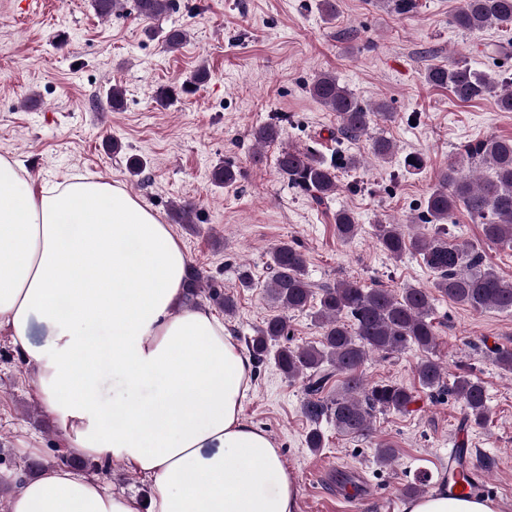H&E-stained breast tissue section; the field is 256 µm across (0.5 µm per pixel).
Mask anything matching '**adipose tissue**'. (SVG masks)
I'll return each instance as SVG.
<instances>
[{
	"mask_svg": "<svg viewBox=\"0 0 512 512\" xmlns=\"http://www.w3.org/2000/svg\"><path fill=\"white\" fill-rule=\"evenodd\" d=\"M187 257L138 199L75 176L32 189L0 155V330L68 448L146 477L149 512H296L270 436L241 418L252 360L221 320L183 305ZM48 331L34 343L35 325ZM123 397L102 407L107 378ZM10 512H140L66 467L24 480ZM403 512H500L436 490Z\"/></svg>",
	"mask_w": 512,
	"mask_h": 512,
	"instance_id": "obj_1",
	"label": "adipose tissue"
}]
</instances>
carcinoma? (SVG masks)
Returning a JSON list of instances; mask_svg holds the SVG:
<instances>
[{
  "label": "carcinoma",
  "mask_w": 512,
  "mask_h": 512,
  "mask_svg": "<svg viewBox=\"0 0 512 512\" xmlns=\"http://www.w3.org/2000/svg\"><path fill=\"white\" fill-rule=\"evenodd\" d=\"M126 0H92L95 12L109 17ZM174 0H133L136 12L149 20L166 15ZM458 29L474 32L492 25L512 23V0H464L451 18ZM162 45L169 51L178 49L187 39V31L171 27L161 31ZM427 83L446 88L463 102L495 94L502 112H512V79L491 80L463 63L434 65L425 73ZM318 103L336 113L339 132L355 140L366 135L371 126L390 122L394 113L387 105H363L355 94L340 84L329 72L316 74L307 85ZM277 123H268L253 132L256 141L271 144L280 139ZM276 169L288 187L298 189L316 204L336 194V164L316 157L309 149L284 148L276 158ZM241 171L227 163L213 168V182L232 185ZM464 208L482 225L485 240L512 245V138H489L460 146L459 160L441 171L424 202L425 223L432 234L409 233L397 224L375 225L378 245L390 257L401 258L415 252L436 274L434 288L449 300L480 311L494 308L512 312V282L475 260L469 248L448 241V222L458 208ZM336 234L343 240L357 235L358 224L347 210L336 212ZM306 260L292 242L282 241L270 252L268 292L288 313L308 310L318 299L314 320L321 329L320 341L296 346L279 345L288 337L285 316L266 319L247 340L252 360L259 364L276 348L274 359L289 378H300L306 398L302 412L312 424L306 444L316 451L323 447L324 436L319 423L329 418L343 435L367 436L377 411L405 412L415 395L408 387L396 383L370 384L363 366L372 355L399 354L411 346L430 351L438 336L432 321V296L424 288L407 286L396 294L388 288H365L354 281H337L313 290L305 274ZM204 297L224 308V315L235 313L234 296L215 288H203L202 275L187 268L184 302L199 305ZM416 375L421 387L439 389L445 379V367L428 356L418 363ZM340 378L334 394H325L333 379ZM449 391L461 403L462 424L483 427L489 417L484 386L470 374L459 375Z\"/></svg>",
  "instance_id": "carcinoma-1"
}]
</instances>
